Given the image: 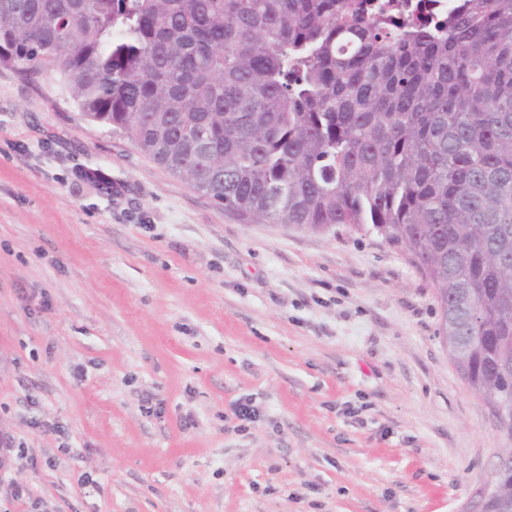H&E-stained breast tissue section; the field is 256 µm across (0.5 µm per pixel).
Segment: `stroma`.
<instances>
[{"label": "stroma", "instance_id": "obj_1", "mask_svg": "<svg viewBox=\"0 0 512 512\" xmlns=\"http://www.w3.org/2000/svg\"><path fill=\"white\" fill-rule=\"evenodd\" d=\"M440 323L376 232L224 210L0 68V512H462L512 438Z\"/></svg>", "mask_w": 512, "mask_h": 512}]
</instances>
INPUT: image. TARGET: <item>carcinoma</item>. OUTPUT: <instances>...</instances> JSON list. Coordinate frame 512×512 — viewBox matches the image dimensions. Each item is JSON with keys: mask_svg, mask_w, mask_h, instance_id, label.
Masks as SVG:
<instances>
[{"mask_svg": "<svg viewBox=\"0 0 512 512\" xmlns=\"http://www.w3.org/2000/svg\"><path fill=\"white\" fill-rule=\"evenodd\" d=\"M0 67L262 224L413 256L459 367L512 396V0L416 25L371 0H0ZM498 512H512V448Z\"/></svg>", "mask_w": 512, "mask_h": 512, "instance_id": "1", "label": "carcinoma"}]
</instances>
